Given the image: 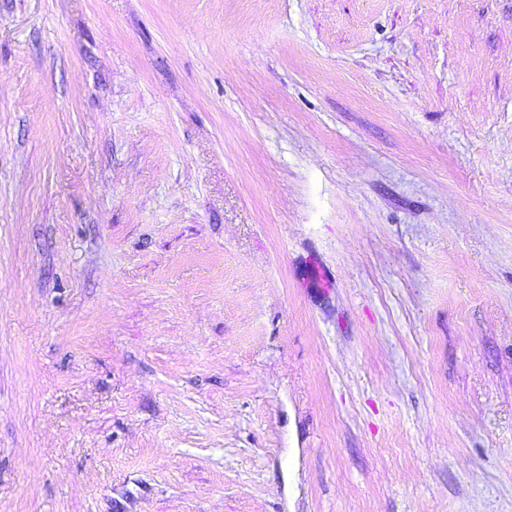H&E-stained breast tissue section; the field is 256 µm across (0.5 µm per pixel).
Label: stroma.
<instances>
[{
    "label": "stroma",
    "instance_id": "35a3bbf8",
    "mask_svg": "<svg viewBox=\"0 0 512 512\" xmlns=\"http://www.w3.org/2000/svg\"><path fill=\"white\" fill-rule=\"evenodd\" d=\"M0 512H512V0H0Z\"/></svg>",
    "mask_w": 512,
    "mask_h": 512
}]
</instances>
